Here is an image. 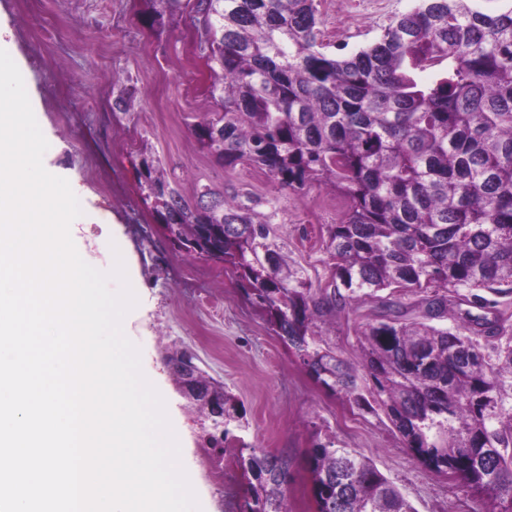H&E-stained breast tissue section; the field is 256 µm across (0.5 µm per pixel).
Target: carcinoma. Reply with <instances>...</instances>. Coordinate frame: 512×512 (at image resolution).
<instances>
[{
  "label": "carcinoma",
  "instance_id": "carcinoma-1",
  "mask_svg": "<svg viewBox=\"0 0 512 512\" xmlns=\"http://www.w3.org/2000/svg\"><path fill=\"white\" fill-rule=\"evenodd\" d=\"M191 21L220 105L192 136L220 164L248 160L285 189L327 182L348 210L325 225L335 263L329 288L315 290L256 201L228 204L204 186L191 205L143 152L138 184L166 239L230 265L313 379L383 413L484 512H512V317L462 308L490 305L484 292L512 294V8L418 0L341 57L324 52L315 0H197ZM366 297L379 314L362 326L356 366L314 325ZM448 318L454 328L436 325ZM202 387L215 403L200 415L224 417V435L208 443L222 448L243 415L223 384ZM238 463L243 512H287L288 457L247 447ZM307 466L315 512H416L373 462L331 439L314 442Z\"/></svg>",
  "mask_w": 512,
  "mask_h": 512
}]
</instances>
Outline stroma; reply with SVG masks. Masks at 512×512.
Instances as JSON below:
<instances>
[{
	"label": "stroma",
	"instance_id": "1",
	"mask_svg": "<svg viewBox=\"0 0 512 512\" xmlns=\"http://www.w3.org/2000/svg\"><path fill=\"white\" fill-rule=\"evenodd\" d=\"M317 3L326 51L343 56L372 43L416 0ZM148 12V0H0V39L34 88L32 108L49 143L45 167L86 192L71 227L77 250L104 272L112 239L128 252L138 304L125 317L124 333L182 431L181 463L201 512H241L247 479L237 457L246 446L288 456V510L315 512L305 451L324 434L369 458L417 512H482L483 502L457 481L422 465L385 416L361 412L317 384L247 299L230 266L175 251L164 238L134 170L144 150L174 174L186 201L203 185L264 200L290 266L316 289L331 283L333 270L321 227L339 223L347 205L321 182L296 193L249 163L217 164L190 133L191 124L216 110L211 72L194 50L195 29L182 16L152 30ZM120 94L132 99L130 111L114 110ZM100 213L112 214V232L96 224ZM370 316L371 305L363 302L327 317L317 332L353 362L358 328ZM180 348L196 354L206 376L223 382L249 422L222 454L205 446L200 417L163 362L164 353Z\"/></svg>",
	"mask_w": 512,
	"mask_h": 512
}]
</instances>
